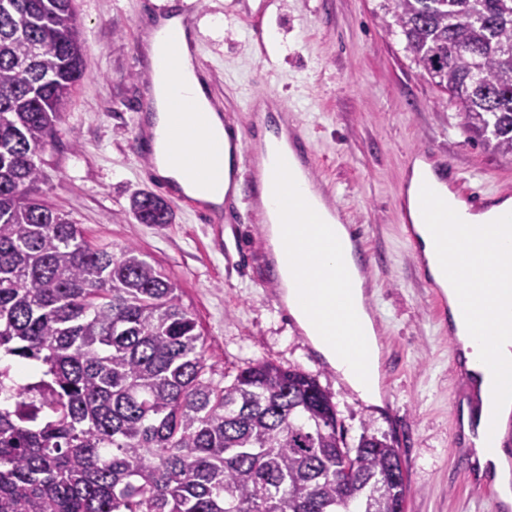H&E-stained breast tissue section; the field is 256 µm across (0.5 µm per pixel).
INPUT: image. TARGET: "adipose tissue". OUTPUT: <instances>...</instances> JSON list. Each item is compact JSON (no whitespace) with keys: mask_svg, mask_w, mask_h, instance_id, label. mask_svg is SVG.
Listing matches in <instances>:
<instances>
[{"mask_svg":"<svg viewBox=\"0 0 512 512\" xmlns=\"http://www.w3.org/2000/svg\"><path fill=\"white\" fill-rule=\"evenodd\" d=\"M170 50L167 43H147L155 74L158 128L190 132L191 140L183 148L192 165L186 168L171 163L168 156L172 145L162 138L158 141L163 155L158 174L178 182L187 195L214 202L218 199L216 189L200 188L199 183L207 179L210 163L221 158L224 124L208 104L188 53H181L178 71L166 68ZM174 96L196 103V112L172 111L170 99ZM426 184L446 203L448 236L444 245L456 270H462V278L444 272L434 260L438 246L420 221V192ZM407 196L409 216L423 244L427 270L448 296L452 311L449 327L457 337L468 373L480 374L487 364L512 369V287L502 284L504 267L512 265V199L493 203L481 213L470 212L468 205L438 179L431 164L422 160L412 168ZM266 214L275 220L273 234L288 238L290 250L279 258L277 266L287 289L289 314L362 400L380 402V347L346 227L337 221L328 230L313 231L305 224H278V209L267 208ZM337 266L350 282L343 295L338 294L332 276ZM465 297L480 305L491 304L494 322L490 329L475 331L471 322L458 316ZM462 430L474 445L472 461L478 475L491 479L502 507L512 508V450L500 441H486L481 428L473 426L470 418H463Z\"/></svg>","mask_w":512,"mask_h":512,"instance_id":"adipose-tissue-1","label":"adipose tissue"}]
</instances>
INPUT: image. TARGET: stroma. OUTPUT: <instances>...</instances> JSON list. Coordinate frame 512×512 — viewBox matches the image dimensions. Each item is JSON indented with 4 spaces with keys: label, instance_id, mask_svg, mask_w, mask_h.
<instances>
[{
    "label": "stroma",
    "instance_id": "1",
    "mask_svg": "<svg viewBox=\"0 0 512 512\" xmlns=\"http://www.w3.org/2000/svg\"><path fill=\"white\" fill-rule=\"evenodd\" d=\"M164 0H72L85 42V73L56 136L41 154L44 197L88 238L135 245L182 289L197 317L207 364L225 380L256 360L317 375L336 404L349 447L365 422L396 439L408 487L405 512H503L483 482L469 483L461 413L473 389L459 370L448 324L398 218L411 155L453 160L486 188L512 183V157L485 148L457 110L385 31V0H195L199 50L232 121H246L247 96L274 94L314 145L319 175L336 207L355 219L371 257L369 299L379 328L383 397L369 404L317 353L269 286V254L257 224H209L149 178L134 153V119L146 85L136 23ZM223 21L214 29L210 18ZM288 51L263 53L269 28ZM149 190L168 199L170 224L139 223L130 198ZM238 238L251 258L228 266L224 242Z\"/></svg>",
    "mask_w": 512,
    "mask_h": 512
}]
</instances>
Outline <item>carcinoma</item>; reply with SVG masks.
<instances>
[{
    "instance_id": "carcinoma-1",
    "label": "carcinoma",
    "mask_w": 512,
    "mask_h": 512,
    "mask_svg": "<svg viewBox=\"0 0 512 512\" xmlns=\"http://www.w3.org/2000/svg\"><path fill=\"white\" fill-rule=\"evenodd\" d=\"M464 129L512 156V0H387ZM71 0H0V512H396L394 437L348 447L316 376L215 379L176 281L41 198L40 155L83 78ZM130 211L169 224L159 195ZM22 363L33 383L12 402Z\"/></svg>"
}]
</instances>
